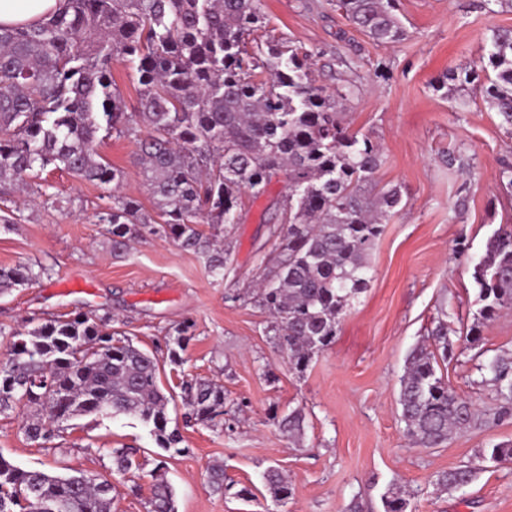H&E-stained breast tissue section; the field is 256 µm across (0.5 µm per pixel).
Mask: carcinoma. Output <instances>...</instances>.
Instances as JSON below:
<instances>
[{"instance_id":"obj_1","label":"carcinoma","mask_w":512,"mask_h":512,"mask_svg":"<svg viewBox=\"0 0 512 512\" xmlns=\"http://www.w3.org/2000/svg\"><path fill=\"white\" fill-rule=\"evenodd\" d=\"M39 24L0 28V199L31 188L52 166L109 190L96 222L108 225L112 251L123 253L140 226L160 224L182 249L200 255L216 277L233 271L231 234L242 219V195L259 197L274 179L288 189L267 221L276 255L261 262L251 300L289 364L304 369L330 346L350 300L367 287L369 252L402 201L395 187H378V145L344 125L336 97L312 79L311 54L270 37L247 49L267 27L260 0H64ZM350 22L379 43L404 34L396 0H338ZM122 61L138 84V111H127L112 63ZM493 75H488V72ZM449 91L478 92L512 126V29L495 28L479 63L449 77ZM136 146V162L153 207L112 192L125 172L98 153L100 133ZM49 275L31 265L0 268V294ZM483 320L512 308V226L488 240L474 266ZM105 317L64 314L14 337L0 366V415L23 403L20 429L40 445L61 424L87 415H129L150 427L156 443H180L168 430L173 395L159 387L156 355L104 330ZM175 328L170 362L192 339ZM448 352V323L415 346L400 379L401 421L410 442L435 448L470 426L476 405L437 373L431 347ZM496 396L512 409V356L484 365ZM188 418L210 426L224 419V385L182 383ZM299 408L278 420L288 438L304 433ZM114 471L143 469L137 450L113 452ZM475 469L436 475L444 490H460ZM149 512H177L164 465L149 471ZM263 479L270 499L291 495L275 466ZM217 492L228 490L224 466L209 469ZM114 487L82 472L22 469L0 454V512H112Z\"/></svg>"}]
</instances>
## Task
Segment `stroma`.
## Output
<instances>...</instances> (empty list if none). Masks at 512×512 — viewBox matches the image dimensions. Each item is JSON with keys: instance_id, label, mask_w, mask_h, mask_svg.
<instances>
[{"instance_id": "obj_1", "label": "stroma", "mask_w": 512, "mask_h": 512, "mask_svg": "<svg viewBox=\"0 0 512 512\" xmlns=\"http://www.w3.org/2000/svg\"><path fill=\"white\" fill-rule=\"evenodd\" d=\"M267 29L312 51L314 79L343 94L352 131L382 148L380 184L400 187L402 203L370 252L372 276L337 327L334 343L301 371L291 368L265 330V316L241 300L270 254L265 221L284 182L266 195H243L234 230L233 272L212 276L203 258L172 239L142 229L132 248L115 254L93 213L103 187L52 170L45 177L64 208L41 197L19 224L0 227V266L49 269L48 277L0 295V327L24 331L63 314L95 310L112 330L157 351L161 382L180 392L194 378L223 384L224 427L189 424L184 408L168 410L182 450L159 448L138 419L94 415L69 421L52 447L26 439L17 407L0 416V455L24 469L65 466L109 478L114 512H148V468L165 460L177 512H383L389 490L404 491L407 512H512V463L490 458L495 444L512 440V414L484 384L482 357L512 355V310L481 329L478 345L465 335L479 306L472 273L489 238L512 218V194L500 174L512 168V126L468 91L447 94L448 74L478 64L496 27L512 28V8L489 12L483 0H400L404 37L381 44L355 27L336 0H261ZM125 138H108L99 152L125 173L122 191L151 208L150 194ZM446 319L452 353L440 371L449 387L472 397L482 414L470 428L436 448L412 446L398 403L409 351ZM191 323L183 365L170 363L166 343L174 327ZM294 408L306 414L300 441L274 422ZM138 449L145 471L120 476L110 452ZM223 463L233 491L214 492L212 464ZM282 470L292 488L287 504H273L262 474ZM469 465L476 478L454 492L440 491L438 473ZM249 487L253 499L236 496Z\"/></svg>"}]
</instances>
